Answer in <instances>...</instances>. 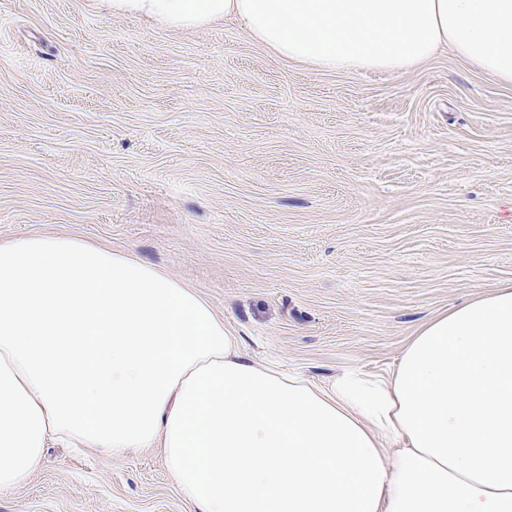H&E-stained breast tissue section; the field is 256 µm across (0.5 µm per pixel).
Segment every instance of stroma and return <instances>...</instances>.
Segmentation results:
<instances>
[{"instance_id":"1","label":"stroma","mask_w":512,"mask_h":512,"mask_svg":"<svg viewBox=\"0 0 512 512\" xmlns=\"http://www.w3.org/2000/svg\"><path fill=\"white\" fill-rule=\"evenodd\" d=\"M66 234L196 288L246 352L393 364L512 282V85L444 50L322 72L233 21L0 0V243ZM0 512H195L162 449L50 445Z\"/></svg>"}]
</instances>
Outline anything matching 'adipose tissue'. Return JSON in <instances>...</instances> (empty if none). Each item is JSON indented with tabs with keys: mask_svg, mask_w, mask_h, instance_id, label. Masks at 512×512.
<instances>
[{
	"mask_svg": "<svg viewBox=\"0 0 512 512\" xmlns=\"http://www.w3.org/2000/svg\"><path fill=\"white\" fill-rule=\"evenodd\" d=\"M194 30L231 17L320 71L441 48L512 83V0H105ZM159 448L199 512H512V285L422 323L389 368L258 362L194 288L68 235L0 244V490L49 441Z\"/></svg>",
	"mask_w": 512,
	"mask_h": 512,
	"instance_id": "obj_1",
	"label": "adipose tissue"
}]
</instances>
